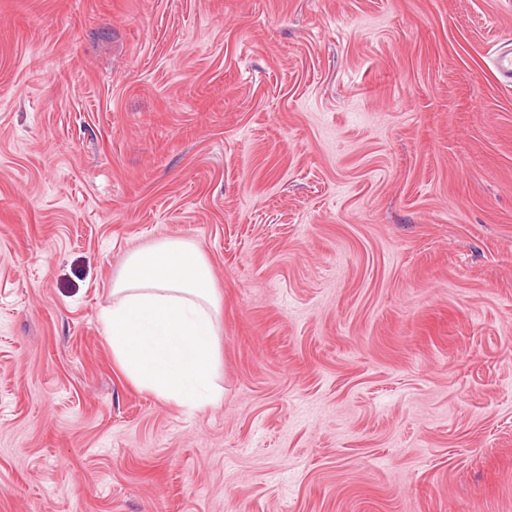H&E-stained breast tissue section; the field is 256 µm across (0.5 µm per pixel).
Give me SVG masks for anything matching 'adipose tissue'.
<instances>
[{
  "instance_id": "1",
  "label": "adipose tissue",
  "mask_w": 512,
  "mask_h": 512,
  "mask_svg": "<svg viewBox=\"0 0 512 512\" xmlns=\"http://www.w3.org/2000/svg\"><path fill=\"white\" fill-rule=\"evenodd\" d=\"M218 314L203 253L191 242L166 239L127 255L101 319L113 358L137 388L201 409L223 396L215 382Z\"/></svg>"
}]
</instances>
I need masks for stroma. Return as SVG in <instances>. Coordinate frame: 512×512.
<instances>
[{"instance_id":"obj_1","label":"stroma","mask_w":512,"mask_h":512,"mask_svg":"<svg viewBox=\"0 0 512 512\" xmlns=\"http://www.w3.org/2000/svg\"><path fill=\"white\" fill-rule=\"evenodd\" d=\"M512 0H0V512H512ZM195 243L223 401L100 319Z\"/></svg>"}]
</instances>
